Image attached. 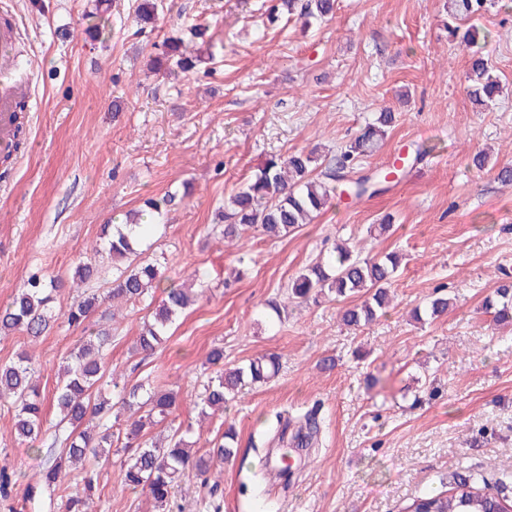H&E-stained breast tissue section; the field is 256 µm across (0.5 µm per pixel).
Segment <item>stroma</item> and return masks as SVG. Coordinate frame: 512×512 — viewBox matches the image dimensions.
<instances>
[{
    "mask_svg": "<svg viewBox=\"0 0 512 512\" xmlns=\"http://www.w3.org/2000/svg\"><path fill=\"white\" fill-rule=\"evenodd\" d=\"M138 0H110L106 42L85 33L93 0H0L21 24L23 75L35 94L26 112L24 156L0 190V308L36 270L72 279L78 263L99 268L106 291L112 262L89 245L102 225L124 222L145 199L172 196L144 257L172 281L193 275L204 294L151 353L133 342L152 315L146 303L100 307L111 327L107 365L127 385L177 391L168 419L198 425L199 449L237 432L239 456L225 464L219 498L185 478L171 512H401L414 496L442 489L453 473L512 471V331L483 303L512 280V185L497 166L512 163V9L493 5L475 20L479 45L505 87L491 107L469 95L468 46L448 34V0H337L332 21L302 28L267 20L266 0H163L158 19H135ZM205 25L212 55L188 72L150 68L162 41ZM390 109L383 146L356 168H387L396 148L424 146L387 191L331 200L314 223L285 238L246 230L224 242L218 211L270 156L321 145L330 159L365 122ZM491 168L472 164L479 150ZM391 217L393 232L375 227ZM363 255H401L388 312L352 330L342 302L292 305L277 319L289 280L336 244ZM446 314L421 322L411 311L435 290ZM81 335L52 322L34 351L48 423L58 368ZM231 367L264 353L280 356L276 378L245 386L221 414L199 418L196 403L214 370L211 348ZM335 360L319 370L321 359ZM279 412L318 413L317 441L299 448L293 433L271 430ZM0 400V467L14 471L0 512H63L62 498L25 502L44 451L15 442ZM291 449L287 482L254 497L249 474L266 451ZM108 512H154L145 494L122 487L120 455L100 460Z\"/></svg>",
    "mask_w": 512,
    "mask_h": 512,
    "instance_id": "obj_1",
    "label": "stroma"
}]
</instances>
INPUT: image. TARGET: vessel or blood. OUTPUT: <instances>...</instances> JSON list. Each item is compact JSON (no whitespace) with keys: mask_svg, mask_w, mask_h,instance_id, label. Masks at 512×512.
<instances>
[{"mask_svg":"<svg viewBox=\"0 0 512 512\" xmlns=\"http://www.w3.org/2000/svg\"><path fill=\"white\" fill-rule=\"evenodd\" d=\"M18 40L16 27L0 26V154L17 151L16 110L19 102L32 96L29 77L18 75L15 48Z\"/></svg>","mask_w":512,"mask_h":512,"instance_id":"1","label":"vessel or blood"}]
</instances>
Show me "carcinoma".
<instances>
[{
	"mask_svg": "<svg viewBox=\"0 0 512 512\" xmlns=\"http://www.w3.org/2000/svg\"><path fill=\"white\" fill-rule=\"evenodd\" d=\"M488 0H448V17L452 25L448 33L456 36L459 21L475 19ZM161 4L158 0H141L136 12L139 19L154 23ZM295 16L307 26L314 21L327 22L336 13V0H275L269 7V20L278 13ZM111 31L109 18L100 12L88 18L90 38L100 40ZM181 41L165 44L162 56L155 59L168 72H186L196 61L180 51ZM470 96L479 105L495 101L500 83L492 75V65L481 51L470 58L468 72ZM390 111L379 113L336 152L323 169H318L319 156L313 150H297L286 156L270 157L237 191L224 201L222 219L224 240L240 238L242 227H255L269 238H282L311 223L336 196L345 192L355 198L380 192L378 185L386 181L385 173L352 177L362 159L371 156L383 144L394 123ZM170 197L149 198L137 219L123 224H106L102 228L108 256L112 260V288L105 295L94 290L71 306L64 319L79 328V344L60 366L62 384L55 393L59 421L54 434L48 432L43 410V397L33 353L23 351L12 360L0 363V399L9 402L14 420L15 438L22 442H40L51 457L49 464L27 485L26 500L33 501L61 489L71 469L86 461L88 455L107 457L112 453L114 432L108 424L112 410L127 413L123 448L134 453L123 461L124 487L139 490L167 512L175 486L186 472L208 476L213 481L210 494L218 491L223 465L236 459V430L228 426L220 439L205 453L188 441L191 427L177 428L166 444L146 438L148 428L165 421L175 411L176 392L151 390L147 396L139 389L120 384L117 373L106 368V351L112 345L110 330L93 327L90 320L108 300L122 298L133 304L161 289V304L152 320L144 323L137 350L150 353L168 338L173 320L196 300V295L182 284L166 283V277L152 263L134 262L140 256L137 245L141 229L161 224L165 219ZM400 265L394 253L361 257V252L338 246L333 252L302 268L288 285L291 303L319 302L327 296L338 299L357 298L359 302L345 308L344 325L359 329L384 314L389 303V286ZM64 288L60 279H48L36 272L29 275L12 301L0 309V333L19 331L37 344L54 318V303ZM484 309L498 326L512 325V282L504 281L495 294L486 299ZM216 368L197 406L203 415L224 411V404L233 399L243 386L265 383L280 367L279 356L270 353L242 365L224 367V350L212 349L207 357ZM95 474L83 470L75 490L66 495V512H92L96 496ZM512 509V472L503 471L494 478L470 468L457 473L446 490L425 491L411 499L402 512H509Z\"/></svg>",
	"mask_w": 512,
	"mask_h": 512,
	"instance_id": "carcinoma-1",
	"label": "carcinoma"
}]
</instances>
